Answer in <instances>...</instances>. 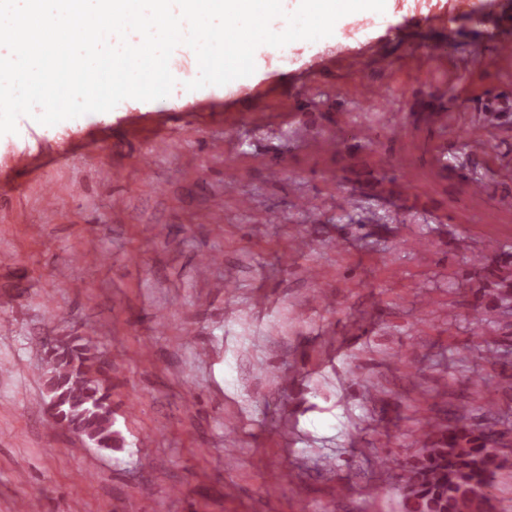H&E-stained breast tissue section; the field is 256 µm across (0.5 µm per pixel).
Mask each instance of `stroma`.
I'll use <instances>...</instances> for the list:
<instances>
[{
    "instance_id": "1",
    "label": "stroma",
    "mask_w": 512,
    "mask_h": 512,
    "mask_svg": "<svg viewBox=\"0 0 512 512\" xmlns=\"http://www.w3.org/2000/svg\"><path fill=\"white\" fill-rule=\"evenodd\" d=\"M501 38L512 0H387L223 86L186 90L181 45L166 98L20 117L0 136V512L33 492L39 512H403L422 420L485 396L512 512ZM476 311L500 364L471 350ZM67 334L111 354L125 448L50 421L35 344Z\"/></svg>"
}]
</instances>
